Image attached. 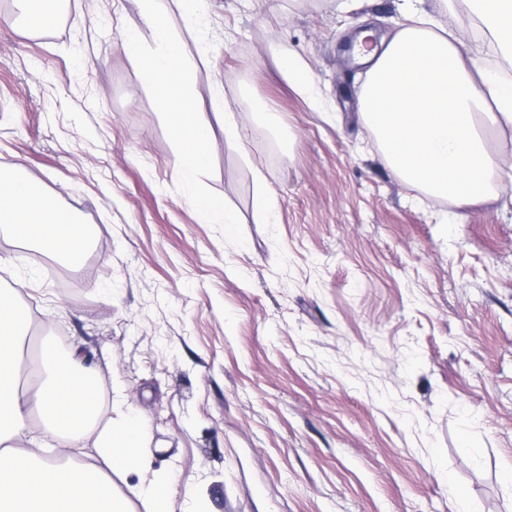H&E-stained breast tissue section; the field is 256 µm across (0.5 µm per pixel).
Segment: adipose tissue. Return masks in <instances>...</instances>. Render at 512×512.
<instances>
[{"label": "adipose tissue", "instance_id": "1", "mask_svg": "<svg viewBox=\"0 0 512 512\" xmlns=\"http://www.w3.org/2000/svg\"><path fill=\"white\" fill-rule=\"evenodd\" d=\"M405 0V22L370 65L361 118L405 183L464 211L512 189V78L480 63L495 46L512 64V0H467L483 32L470 42ZM78 217L37 185L0 167V233L36 254L82 265L88 246ZM25 280L0 291V512H173L177 489L154 468L150 432L123 395L97 426L84 386L96 383L79 349H41L38 379L22 390L17 356L30 322ZM31 448H21L23 439ZM138 481L120 490L117 479Z\"/></svg>", "mask_w": 512, "mask_h": 512}]
</instances>
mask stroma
<instances>
[{"label": "stroma", "instance_id": "35a3bbf8", "mask_svg": "<svg viewBox=\"0 0 512 512\" xmlns=\"http://www.w3.org/2000/svg\"><path fill=\"white\" fill-rule=\"evenodd\" d=\"M164 3L199 105L240 119L229 141L213 121L205 183L245 244L178 189L119 46L137 0H61L37 25L0 0V165L92 241L78 270L0 234V288L32 283L21 378L42 341L84 349L164 451L174 512H450L455 489L512 512V205L459 218L395 177L361 120L367 70L344 64L347 35L391 36L403 0H205L197 28Z\"/></svg>", "mask_w": 512, "mask_h": 512}]
</instances>
